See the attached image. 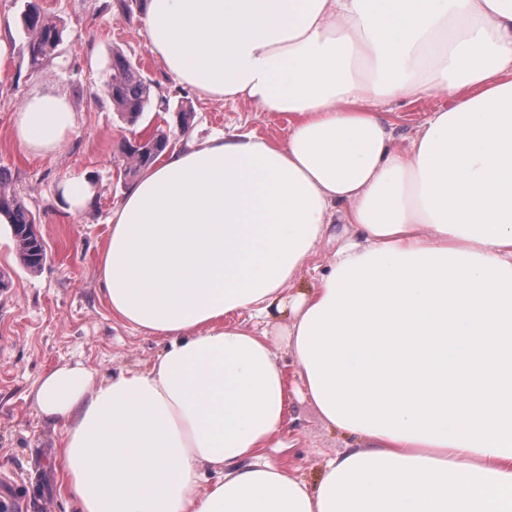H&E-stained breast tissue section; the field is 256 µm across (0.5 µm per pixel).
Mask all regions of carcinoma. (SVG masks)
<instances>
[{
    "label": "carcinoma",
    "instance_id": "carcinoma-1",
    "mask_svg": "<svg viewBox=\"0 0 512 512\" xmlns=\"http://www.w3.org/2000/svg\"><path fill=\"white\" fill-rule=\"evenodd\" d=\"M28 52L31 66L36 68L52 56L61 42V31L56 22L41 16L37 7L32 6L24 15ZM103 94L112 101L115 110L129 123L135 124L151 104V81L144 78L121 54L112 58V79L104 84ZM168 138L164 131H156L143 144L124 145L131 166L125 176L135 177L152 165L166 150ZM11 218V230L17 253L23 265L32 272L43 267L46 248L35 233L40 217L14 195L0 191V213Z\"/></svg>",
    "mask_w": 512,
    "mask_h": 512
}]
</instances>
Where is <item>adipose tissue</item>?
I'll use <instances>...</instances> for the list:
<instances>
[{"mask_svg":"<svg viewBox=\"0 0 512 512\" xmlns=\"http://www.w3.org/2000/svg\"><path fill=\"white\" fill-rule=\"evenodd\" d=\"M143 27L176 84L288 135L189 140L113 209L108 307L164 348L39 380L77 512H512V0H147ZM437 96L400 149L386 105ZM73 125L45 95L15 135L51 154ZM334 224L292 388L230 317L265 319ZM295 397L352 440L313 488L264 455Z\"/></svg>","mask_w":512,"mask_h":512,"instance_id":"adipose-tissue-1","label":"adipose tissue"}]
</instances>
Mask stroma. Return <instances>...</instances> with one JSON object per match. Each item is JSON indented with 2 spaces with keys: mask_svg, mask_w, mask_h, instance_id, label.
Here are the masks:
<instances>
[{
  "mask_svg": "<svg viewBox=\"0 0 512 512\" xmlns=\"http://www.w3.org/2000/svg\"><path fill=\"white\" fill-rule=\"evenodd\" d=\"M37 2L62 31L55 54L39 68L29 62L22 16ZM143 5L122 12L115 0H0V24L12 44L8 73L0 78V189L38 211V229L47 261L38 272L22 266L11 228L0 224V512H12V499L30 497L25 512H67V491L58 457L60 429L32 406L33 390L47 371L82 363L100 373H117L152 363L163 349L155 336L119 324L105 301L97 261L108 234L107 221L129 185L124 142L163 129L170 144L185 133L204 138L233 127L271 139L283 138L287 121L201 97L175 85L151 53L141 25ZM122 52L151 80L157 101L136 124L127 123L102 94L112 76V55ZM64 97L74 126L68 141L51 155L25 153L14 136L22 104L38 95ZM440 103L432 97L414 104H389L398 146H408L425 112ZM192 114L189 127L180 110ZM84 177L93 208L75 211L61 193L65 177ZM283 445L267 449L274 462L288 466L309 485L320 479L324 462L349 447L342 432L329 428L305 402H294Z\"/></svg>",
  "mask_w": 512,
  "mask_h": 512,
  "instance_id": "stroma-1",
  "label": "stroma"
}]
</instances>
